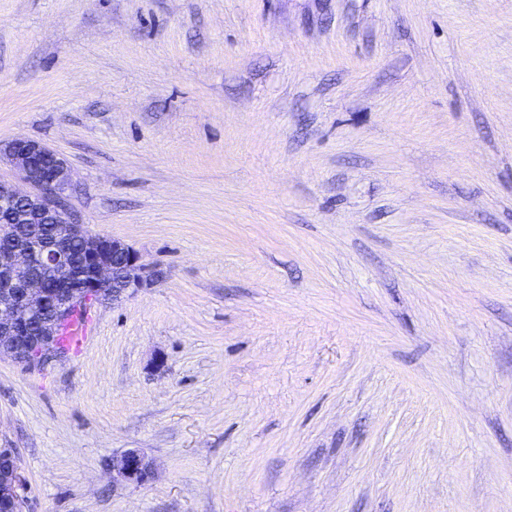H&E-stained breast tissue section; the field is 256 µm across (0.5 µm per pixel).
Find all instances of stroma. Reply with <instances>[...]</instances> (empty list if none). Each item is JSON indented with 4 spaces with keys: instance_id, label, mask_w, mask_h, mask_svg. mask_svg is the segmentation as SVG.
Listing matches in <instances>:
<instances>
[{
    "instance_id": "35a3bbf8",
    "label": "stroma",
    "mask_w": 512,
    "mask_h": 512,
    "mask_svg": "<svg viewBox=\"0 0 512 512\" xmlns=\"http://www.w3.org/2000/svg\"><path fill=\"white\" fill-rule=\"evenodd\" d=\"M19 137L164 272L0 360L24 512H512V0H0ZM88 323H89V317H86L85 319L81 320L80 317L78 316V318L76 320L69 323V325L65 328V330H64V326L66 323L63 324L61 327V330H60L59 344L63 348H65L64 345L62 344V335H63V330H64V336H65V340H66L65 344L70 349L79 350L83 346V344L86 340V336H87V332H88ZM112 472L123 480L145 484L152 476V462L137 448H130L112 459Z\"/></svg>"
}]
</instances>
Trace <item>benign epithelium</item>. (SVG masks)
I'll return each instance as SVG.
<instances>
[{"label":"benign epithelium","mask_w":512,"mask_h":512,"mask_svg":"<svg viewBox=\"0 0 512 512\" xmlns=\"http://www.w3.org/2000/svg\"><path fill=\"white\" fill-rule=\"evenodd\" d=\"M0 161L28 186L0 182V202L24 207L19 220L26 224H0V360L43 368L64 355L58 330L74 307L119 302L153 285L162 273L128 243L88 234L65 203L67 164L46 144L31 138L1 143ZM44 224L62 225L65 238L45 237ZM49 272L59 276L54 288ZM112 471L127 482L145 484L152 462L129 448L112 458ZM22 485L15 449L0 448V512H23Z\"/></svg>","instance_id":"1"}]
</instances>
